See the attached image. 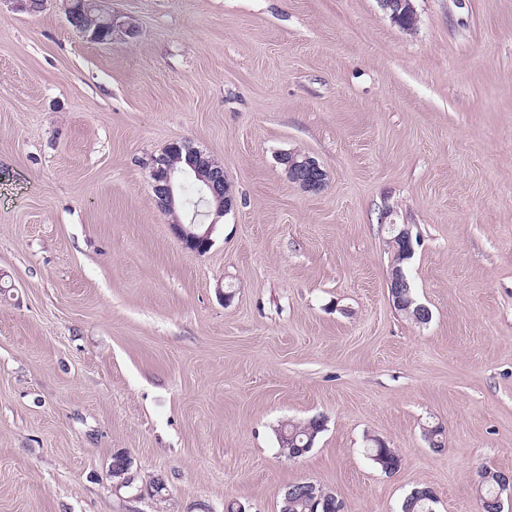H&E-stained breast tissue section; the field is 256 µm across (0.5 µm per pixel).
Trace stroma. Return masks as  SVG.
<instances>
[{
  "mask_svg": "<svg viewBox=\"0 0 512 512\" xmlns=\"http://www.w3.org/2000/svg\"><path fill=\"white\" fill-rule=\"evenodd\" d=\"M412 4L405 31L377 0H109L138 35L103 44L0 0V512H280L303 481L481 512L479 470L512 473V0ZM176 141L237 194L203 255L154 201ZM288 180L306 192H318L326 185L327 174L320 163L306 154L288 153L280 158ZM392 242L394 243L393 246L395 249L393 250L394 257L392 267L401 266L404 272L407 274L406 260L408 259L404 258V254L402 253V247L400 243L394 239ZM390 286L391 288L395 289L392 295V297L395 298V304L393 303V306L395 308L403 309L404 311L408 312L416 323L424 324L427 321H429V319L431 318V314L426 306L420 304L415 306L413 311L410 310L411 306L414 303V299L410 296L411 285L399 267L391 269L390 272L389 292L391 294ZM411 317L408 318L412 320ZM319 418H312L310 419L306 424L304 425H294V424H286L283 429H281L280 436L283 438L285 435H288V437H285L281 440L283 450H286L287 452L291 451V448L288 447L289 443L295 442L299 446L302 447L308 439V434L310 433V429L316 428L314 425V422ZM292 440V441H291ZM288 441V444H287Z\"/></svg>",
  "mask_w": 512,
  "mask_h": 512,
  "instance_id": "1",
  "label": "stroma"
}]
</instances>
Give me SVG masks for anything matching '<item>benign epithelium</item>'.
<instances>
[{"label":"benign epithelium","mask_w":512,"mask_h":512,"mask_svg":"<svg viewBox=\"0 0 512 512\" xmlns=\"http://www.w3.org/2000/svg\"><path fill=\"white\" fill-rule=\"evenodd\" d=\"M378 3L392 20L413 10L411 0H378ZM66 14L70 25L90 41L98 40L100 29L110 33L115 27V19L107 6V0H69L66 3ZM280 161L285 166L288 180L302 190L318 192L326 185L327 174L314 157L288 153L282 155ZM184 174H192L200 182V193L204 200L212 196L224 197V205L214 211L216 216L222 217L235 207L234 195L222 189V185L227 183L224 166L214 163L203 151L189 148L183 167L168 165L161 154L151 159L152 191L161 211L167 214L175 212L177 182ZM215 226L214 220L209 224H183L178 220L172 222V229L184 246L199 255L211 249ZM389 286L394 288L395 308L410 313L419 324L429 321V309L421 304L414 305V299L410 296L411 285L400 268L391 269Z\"/></svg>","instance_id":"1"}]
</instances>
